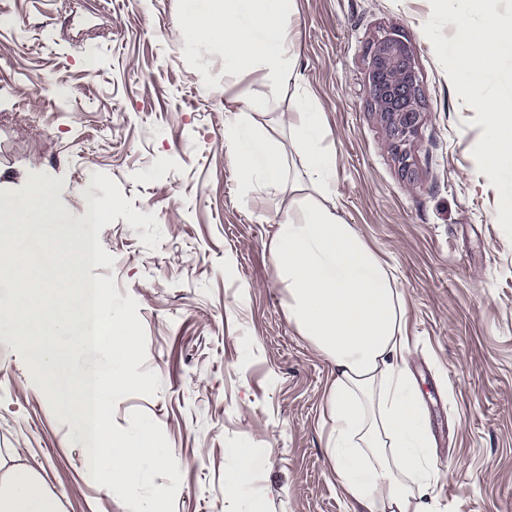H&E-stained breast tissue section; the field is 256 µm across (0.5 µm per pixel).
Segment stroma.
<instances>
[{"mask_svg":"<svg viewBox=\"0 0 512 512\" xmlns=\"http://www.w3.org/2000/svg\"><path fill=\"white\" fill-rule=\"evenodd\" d=\"M189 0H0V198L19 201L42 176L61 221L24 227L22 241H79L91 183L116 181L135 210L155 213L162 240L124 218L99 240L133 297L147 337L140 372L155 395L120 399L115 424L140 410L162 428L182 474L176 512H351L326 454L327 359L289 323L270 256L277 211L240 185L224 147L227 112L288 138L294 97L324 114L336 155L334 203L393 268L408 303L407 366L440 472L436 512H512V240L499 195L473 148L484 131L457 96L423 32L430 0H297L299 87L267 112L259 71L224 74L212 45L179 37ZM400 31L419 74L422 122L397 151L371 111L368 50ZM51 387L64 395L101 356L67 349ZM0 338V448L43 466L61 512H132L85 467L25 359ZM252 448L249 490L231 482L233 449Z\"/></svg>","mask_w":512,"mask_h":512,"instance_id":"1","label":"stroma"}]
</instances>
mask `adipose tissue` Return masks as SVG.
<instances>
[{"instance_id":"1","label":"adipose tissue","mask_w":512,"mask_h":512,"mask_svg":"<svg viewBox=\"0 0 512 512\" xmlns=\"http://www.w3.org/2000/svg\"><path fill=\"white\" fill-rule=\"evenodd\" d=\"M293 0H207L180 31L183 41L222 45L224 72L263 69L271 89L299 83ZM290 144L308 183L334 192L336 155L322 113L296 99ZM224 143L241 185L269 198L284 191L287 145L257 131L249 113H228ZM271 253L288 292V321L329 361V461L354 512H435L436 472L417 390L404 370L408 305L389 263L337 207L310 201L278 211ZM0 512H60L57 497L24 449L0 448Z\"/></svg>"}]
</instances>
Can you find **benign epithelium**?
<instances>
[{"instance_id": "obj_1", "label": "benign epithelium", "mask_w": 512, "mask_h": 512, "mask_svg": "<svg viewBox=\"0 0 512 512\" xmlns=\"http://www.w3.org/2000/svg\"><path fill=\"white\" fill-rule=\"evenodd\" d=\"M372 110L389 137L402 147L421 123V85L411 48L396 31L374 43L366 71Z\"/></svg>"}]
</instances>
